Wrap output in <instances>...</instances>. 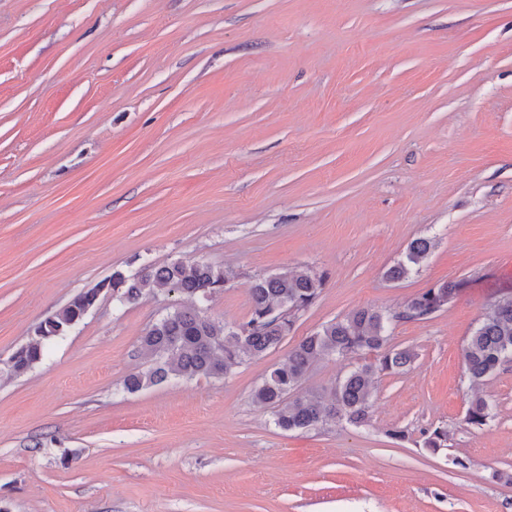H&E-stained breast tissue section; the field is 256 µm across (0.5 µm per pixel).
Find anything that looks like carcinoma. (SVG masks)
I'll return each mask as SVG.
<instances>
[{"label": "carcinoma", "mask_w": 512, "mask_h": 512, "mask_svg": "<svg viewBox=\"0 0 512 512\" xmlns=\"http://www.w3.org/2000/svg\"><path fill=\"white\" fill-rule=\"evenodd\" d=\"M432 248L429 238L413 240L405 259L392 266L387 277L393 281L408 278ZM227 282L223 268L201 261L148 264L133 277L121 272L112 274V299L121 304H135L162 289L193 299V306L175 307L149 326L141 345L151 355L152 363L146 370L126 376L124 391L136 393L185 375L221 378L244 359L264 356L284 341L298 314L316 301L324 286L323 277L303 268L261 277L250 288L247 320L224 326L211 320L200 303L222 290ZM461 289L460 282L435 284L408 301L399 313L385 315L362 308L322 325L304 337L284 363L262 377L253 391V400L272 410L275 426L283 431L313 429L336 419L364 425L372 404L376 372L405 371L413 363L415 352L407 348L383 351L376 362L351 369L322 401L299 392L310 366L322 358L382 351L391 322L427 319L447 309ZM97 299L98 292L93 288L39 322L27 343L7 360L8 370L20 376L34 369L42 362L48 346L81 321ZM462 356L466 374L473 382L491 376L503 361L512 359V297L496 299L489 305L466 340ZM492 418L490 401L474 393L468 401L465 422L480 429ZM424 446L433 452L447 447L448 429L434 428Z\"/></svg>", "instance_id": "carcinoma-1"}]
</instances>
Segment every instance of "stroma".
<instances>
[{"instance_id":"stroma-1","label":"stroma","mask_w":512,"mask_h":512,"mask_svg":"<svg viewBox=\"0 0 512 512\" xmlns=\"http://www.w3.org/2000/svg\"><path fill=\"white\" fill-rule=\"evenodd\" d=\"M419 237L429 258L389 280ZM177 259L230 272L205 303L227 326L257 277L325 284L219 379L124 391L165 292L100 295L7 373L78 294ZM446 281L463 285L448 309L391 325L388 348L416 358L376 374L365 425L286 432L253 401L324 323ZM506 296L512 0H0V512H512V361L476 387L462 362ZM355 362L320 360L302 392L327 396ZM96 288L74 297L66 306L39 322L26 344L17 349L5 363L8 370L20 376L34 369L45 357L48 346L83 319L98 299ZM493 406L482 394L474 393L468 401L465 422L474 427L482 428L493 418Z\"/></svg>"}]
</instances>
